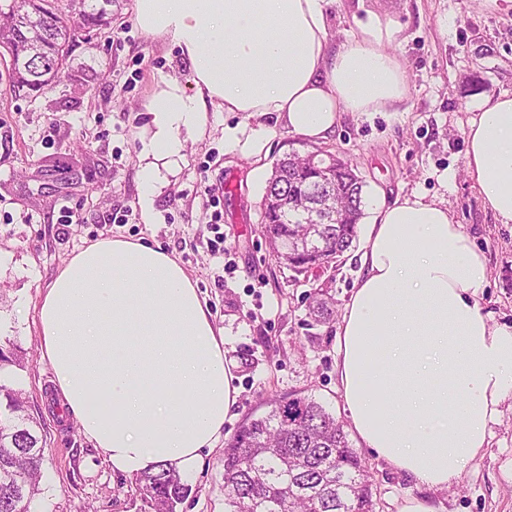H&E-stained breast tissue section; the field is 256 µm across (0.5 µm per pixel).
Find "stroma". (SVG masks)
Wrapping results in <instances>:
<instances>
[{
    "instance_id": "obj_1",
    "label": "stroma",
    "mask_w": 512,
    "mask_h": 512,
    "mask_svg": "<svg viewBox=\"0 0 512 512\" xmlns=\"http://www.w3.org/2000/svg\"><path fill=\"white\" fill-rule=\"evenodd\" d=\"M374 13L400 28L407 97L395 112H345L322 143L288 131L270 115L209 108L201 136L176 165L161 168L157 221L145 223L138 166L146 106L160 77L197 88L177 50L143 33L134 0H116L112 25L78 39L55 87L31 97L0 81V347L16 348L7 381L23 390L47 439L37 512H141L134 480L112 471L61 405L41 358L37 310L57 270L89 244L140 239L171 254L196 282L233 363L238 399L222 443L177 512H224V440L271 403L306 395L339 422L338 322L318 324L310 296L326 293L343 312L361 275L362 242L330 268L298 275L276 259L262 233L261 202L276 161L325 148L363 181V209L418 195L447 207L486 256L491 279L478 297L491 326L512 325V224L487 210L465 169L464 131L477 106L512 94V9L494 0H334L330 35L341 41L355 19ZM121 223L111 222L114 214ZM223 237L224 250L211 240ZM375 482V512H400L429 496L352 439ZM442 512H512V398L470 469L431 494Z\"/></svg>"
}]
</instances>
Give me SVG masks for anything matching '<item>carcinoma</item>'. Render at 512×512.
<instances>
[{
    "label": "carcinoma",
    "instance_id": "carcinoma-1",
    "mask_svg": "<svg viewBox=\"0 0 512 512\" xmlns=\"http://www.w3.org/2000/svg\"><path fill=\"white\" fill-rule=\"evenodd\" d=\"M114 0H0V60L14 93L29 94L60 82L75 32L108 26ZM301 162L279 159L287 178L268 180L266 191L292 192L288 176ZM340 202L353 213L361 190L349 167L336 173ZM304 231L296 217L264 224L272 249ZM323 233L344 253L358 225L325 224ZM333 309L315 298L310 317L324 323ZM286 408L288 415L280 416ZM246 420L224 448L225 512H374L373 484L342 424L316 400L295 396L285 406ZM22 390L0 382V512H34L41 491L46 442L34 428ZM137 489L148 512H176L188 496L181 474L168 464L145 471Z\"/></svg>",
    "mask_w": 512,
    "mask_h": 512
}]
</instances>
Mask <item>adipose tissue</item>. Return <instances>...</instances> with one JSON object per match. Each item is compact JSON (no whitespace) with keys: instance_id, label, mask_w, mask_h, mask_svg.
Instances as JSON below:
<instances>
[{"instance_id":"obj_1","label":"adipose tissue","mask_w":512,"mask_h":512,"mask_svg":"<svg viewBox=\"0 0 512 512\" xmlns=\"http://www.w3.org/2000/svg\"><path fill=\"white\" fill-rule=\"evenodd\" d=\"M331 3L134 0L138 27L178 49L197 87L190 95L161 77L148 104L138 154L145 219L161 164L182 158L208 107L272 113L319 142L341 113L403 102L396 23L370 14L336 42ZM465 135L469 177L511 224L512 95L479 106ZM360 261L337 340L351 427L388 466L444 489L486 447L512 396V326L491 327L480 313L490 270L445 207L418 196L376 205ZM38 329L64 407L114 471L132 478L161 461L198 471L237 394L224 333L174 257L123 238L90 245L49 283Z\"/></svg>"}]
</instances>
